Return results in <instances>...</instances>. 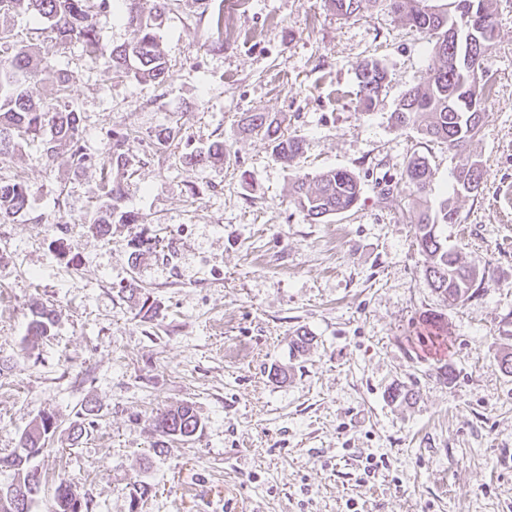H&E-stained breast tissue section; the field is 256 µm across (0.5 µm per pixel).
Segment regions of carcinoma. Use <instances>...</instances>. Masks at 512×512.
<instances>
[{
    "mask_svg": "<svg viewBox=\"0 0 512 512\" xmlns=\"http://www.w3.org/2000/svg\"><path fill=\"white\" fill-rule=\"evenodd\" d=\"M169 0H122L121 17L132 29L130 41L107 47L100 42L97 31L89 22L91 0H0V15L19 9L31 13L33 30L63 45L77 46L91 62L108 57L115 72L137 82L165 83L170 77V64L160 47L157 20L166 13ZM327 7L339 16L351 18L376 7L403 19L406 25L422 35L432 45L431 64L402 95L394 112L398 129L412 127L428 142H438L456 156L482 132L490 116L491 86L486 68L470 73L455 64L456 46L448 39V19L460 15L467 23L482 30L474 42V55L485 59L497 37L498 26L493 0H451L442 8L431 0H325ZM11 35L0 30V164L10 161L15 139L27 138L41 150L46 161L63 163L72 169H83L97 161L88 152L81 128L80 115L65 102L69 77L66 71H56L61 96L54 103H39L37 75L47 68L34 44L11 47ZM358 108L369 112L386 87V71L376 61H363L355 67ZM274 120L263 113L247 117V129L262 131L270 140L275 159L289 164L301 154L303 139L285 134L273 127ZM127 133L114 132L107 158L99 162L103 194L91 228L100 237L110 234L112 215L123 198V188L112 180V166L129 163L125 144ZM188 164L202 167L224 161V142L217 140L204 152L193 151L182 157ZM483 165L473 160L454 169L452 193L439 205L435 215L419 209L433 178L430 161L423 153H414L406 161L400 182L387 186L413 201L411 223L416 225L417 244L430 258L424 278L448 304L458 305L484 287L485 273L464 265L457 252L448 247V240L437 232L440 224H456L459 220L458 200L476 196L483 184ZM362 186L356 175L347 169H329L310 177L295 174L291 183L294 204L313 221L345 213L359 201ZM31 189L18 178H0V221L26 212ZM52 311L42 307L32 312L27 336L33 340L50 335ZM94 408L82 409V421L72 426V440L77 442L93 423ZM47 417L35 422L21 437L20 451L0 457V469L13 471V477H33L27 489L30 503L41 492L42 472L30 466L32 458L46 451ZM159 440L154 448L159 454L169 451L168 444L189 441L202 429L195 409L186 404L166 409L154 418ZM90 500L82 496L69 481L59 482L53 494L52 512H91Z\"/></svg>",
    "mask_w": 512,
    "mask_h": 512,
    "instance_id": "obj_1",
    "label": "carcinoma"
}]
</instances>
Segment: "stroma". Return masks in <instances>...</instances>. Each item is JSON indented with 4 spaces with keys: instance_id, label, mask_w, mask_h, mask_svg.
Listing matches in <instances>:
<instances>
[{
    "instance_id": "stroma-1",
    "label": "stroma",
    "mask_w": 512,
    "mask_h": 512,
    "mask_svg": "<svg viewBox=\"0 0 512 512\" xmlns=\"http://www.w3.org/2000/svg\"><path fill=\"white\" fill-rule=\"evenodd\" d=\"M495 9L489 122L461 155L440 144L429 154L433 208L455 164H483L481 193L460 199L459 223L440 228L488 279L457 306L424 279L410 200L381 193L421 148L390 115L431 55L399 17L345 19L324 0H171L162 85L35 40L49 65L43 100L55 99L65 69L96 156L113 132H130L135 161L112 178L139 221L98 237L88 224L98 167H48L26 140L0 169L32 192L25 215L0 223V454L40 416L56 424L37 459L45 481L33 512H50L62 478L93 512H512V374L500 368L512 354V0ZM229 12L237 42L209 50ZM364 60L388 74L370 112L356 103L353 66ZM246 112L302 137L294 167L263 135L241 131ZM173 125L174 141L159 144ZM215 140L223 164L183 162ZM331 168L354 172L361 197L311 221L292 201L291 177ZM54 211L61 225L37 223ZM141 239L150 250L136 252ZM132 282L139 294L126 292ZM37 305L55 324L34 342L26 327ZM430 313L444 318L442 339L423 322ZM300 331L311 344L299 352ZM395 387L409 399L392 401ZM88 402L95 425L72 442ZM186 403L201 432L155 455L154 415ZM371 458L381 467L369 469ZM194 475L213 503L187 490Z\"/></svg>"
}]
</instances>
